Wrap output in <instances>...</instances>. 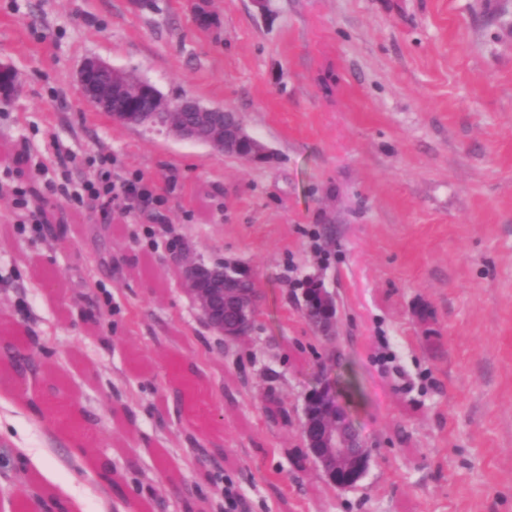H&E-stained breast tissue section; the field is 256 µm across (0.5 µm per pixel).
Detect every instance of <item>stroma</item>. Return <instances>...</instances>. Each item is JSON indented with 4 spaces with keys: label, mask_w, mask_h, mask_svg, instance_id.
<instances>
[{
    "label": "stroma",
    "mask_w": 512,
    "mask_h": 512,
    "mask_svg": "<svg viewBox=\"0 0 512 512\" xmlns=\"http://www.w3.org/2000/svg\"><path fill=\"white\" fill-rule=\"evenodd\" d=\"M89 57L238 113L271 160L113 121ZM0 64V333L34 365L0 352V512H118L117 486L138 512H512V0H0ZM105 160L163 206H83ZM183 260L250 269L247 336L206 325ZM323 380L371 452L348 489L300 434ZM306 289L303 292L304 312L306 317L316 326L324 335L329 337L335 326L336 307L332 295L325 288L316 289V299L314 306L307 304L308 295Z\"/></svg>",
    "instance_id": "stroma-1"
}]
</instances>
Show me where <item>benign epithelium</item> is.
<instances>
[{"mask_svg": "<svg viewBox=\"0 0 512 512\" xmlns=\"http://www.w3.org/2000/svg\"><path fill=\"white\" fill-rule=\"evenodd\" d=\"M112 66L98 58H88L78 72L79 85L87 99L112 119L135 127L158 128L187 141H207L210 146L230 155L261 163L269 158L266 148L256 147V138L245 129L241 119H215L223 113L222 107L204 106L194 99L178 102V110L188 113L182 126L175 128L154 115L141 114L133 120L112 111V101L125 94L118 85L105 86L100 77ZM184 282L205 322L215 332L232 340L247 335L253 324L260 301L259 290L247 288L253 281L249 271L241 266H231L220 273L201 263L184 265ZM306 317L324 335H331L335 326L336 307L332 295L324 288L316 289L314 306H304ZM305 448L321 467L327 479L336 487H351L365 474L370 461V450L340 403L332 387L324 383L307 395L300 424Z\"/></svg>", "mask_w": 512, "mask_h": 512, "instance_id": "obj_1", "label": "benign epithelium"}]
</instances>
